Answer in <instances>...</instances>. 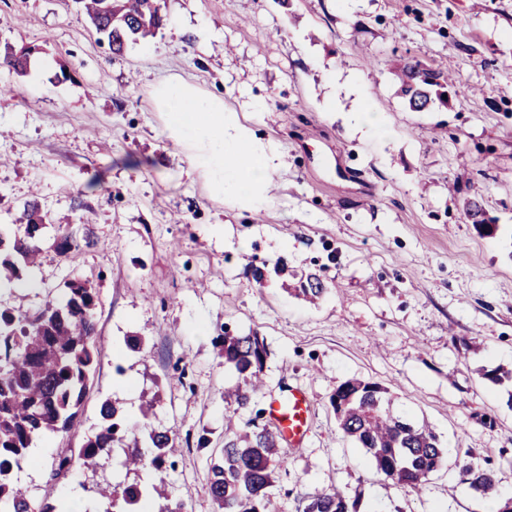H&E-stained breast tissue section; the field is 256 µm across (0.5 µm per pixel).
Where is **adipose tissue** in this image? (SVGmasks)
Returning <instances> with one entry per match:
<instances>
[{
    "instance_id": "adipose-tissue-1",
    "label": "adipose tissue",
    "mask_w": 512,
    "mask_h": 512,
    "mask_svg": "<svg viewBox=\"0 0 512 512\" xmlns=\"http://www.w3.org/2000/svg\"><path fill=\"white\" fill-rule=\"evenodd\" d=\"M155 101L173 142L197 145L190 164L207 173L217 194L254 210L267 205L279 158L272 144L257 139L236 113L226 111L223 99L181 80L160 85Z\"/></svg>"
}]
</instances>
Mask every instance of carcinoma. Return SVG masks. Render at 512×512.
Listing matches in <instances>:
<instances>
[{"label":"carcinoma","instance_id":"carcinoma-1","mask_svg":"<svg viewBox=\"0 0 512 512\" xmlns=\"http://www.w3.org/2000/svg\"><path fill=\"white\" fill-rule=\"evenodd\" d=\"M107 40L112 53L123 51L128 41L145 40L162 26L158 0H75ZM401 92L413 112H425L444 104L450 76L415 57L399 63ZM467 214L473 223L493 232L494 218L472 202ZM47 215L35 202L24 205L18 218L23 233L0 226V287L20 279L18 263L30 267L41 252L39 241ZM56 252L72 260L81 244L64 237ZM98 294L88 282L74 278L65 290L47 292L42 307L30 315L20 306L0 305V504L10 512H59L47 501L35 509L17 484V472L33 459L37 442L74 431L82 414L98 360L96 309ZM224 363L232 366L245 387L234 393L236 408L224 418V448L211 463L209 495L214 512H273L271 489L287 460L280 454L282 436L276 429L252 418L237 426L239 411L248 407L262 386L266 347L254 333L224 332L217 338ZM386 390L378 383L349 379L331 396L339 428L365 450L377 472L409 493L419 494L439 470L447 450L435 433L416 427L385 406ZM154 400L141 406L142 422L126 424L121 407L107 399L99 409L97 432L87 438L77 458L58 457L52 476L58 477L79 465L90 469L97 460L127 443L134 450L126 464L159 471L178 449L176 434L152 426ZM145 441L148 450L139 449ZM463 482L480 495L494 492V471L471 461L459 464ZM107 503L103 512H145L155 499L165 500L158 512H184L181 502L169 498L165 485L131 484L98 491ZM302 512H352L345 493L335 486L316 490L303 499Z\"/></svg>","mask_w":512,"mask_h":512}]
</instances>
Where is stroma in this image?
Here are the masks:
<instances>
[{
    "mask_svg": "<svg viewBox=\"0 0 512 512\" xmlns=\"http://www.w3.org/2000/svg\"><path fill=\"white\" fill-rule=\"evenodd\" d=\"M159 4L157 35L115 55L73 0H0V60L33 50L24 73L0 63L12 89L0 95V224L31 200L52 219L40 266L21 270L36 287L2 291L0 304L36 312L71 278L99 297L81 424L42 441L20 487L94 512L96 484L153 481L115 457L93 474L49 473L96 433L101 401L135 422L140 394L155 392L152 424L181 444L163 476L186 512H213L224 391L240 381L214 345L228 331L258 333L269 351L241 419L291 385L311 397L304 446L281 449L275 512H301L302 493L331 485L356 512H483L464 460L490 465L512 496V0ZM398 54L456 76L447 105L409 109ZM172 78L222 95L278 148L260 213L216 196L173 145L154 96ZM362 103L383 113L381 129L355 128ZM473 200L496 218L493 235L468 218ZM66 229L83 244L71 261L52 247ZM307 274L326 286L315 305L296 294ZM498 369L507 378L489 380ZM351 378L386 387L395 414L447 447L422 494L384 480L339 430L330 399Z\"/></svg>",
    "mask_w": 512,
    "mask_h": 512,
    "instance_id": "35a3bbf8",
    "label": "stroma"
}]
</instances>
